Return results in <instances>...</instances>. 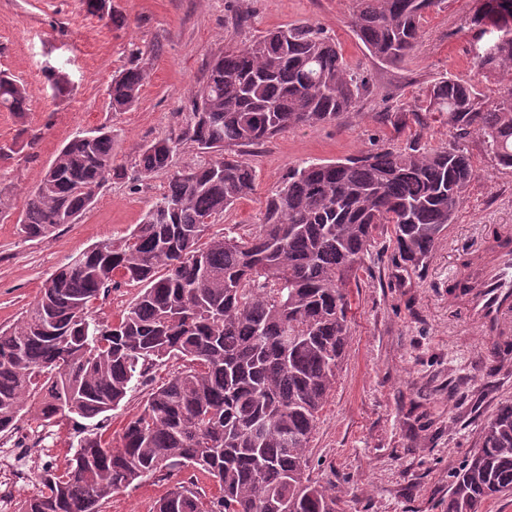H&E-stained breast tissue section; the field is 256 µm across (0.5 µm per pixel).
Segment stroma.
Masks as SVG:
<instances>
[{
  "instance_id": "stroma-1",
  "label": "stroma",
  "mask_w": 512,
  "mask_h": 512,
  "mask_svg": "<svg viewBox=\"0 0 512 512\" xmlns=\"http://www.w3.org/2000/svg\"><path fill=\"white\" fill-rule=\"evenodd\" d=\"M480 4L438 0L416 51L388 64L351 31V0H112L114 26L88 14L83 0H0V71L29 93L24 118L0 111V146L10 148L0 156L9 204L0 220V328L24 315L71 256L141 222L167 179L137 176V148L176 128L212 58L291 24L321 28L368 79L369 95L335 123L248 148L255 189L214 229L259 223L267 196L299 164L462 143L476 177L427 258L416 268L404 264L392 225L383 224L352 273L350 338L310 442V476L336 495L341 512H446L454 473L489 418L512 401V334L478 335L452 292L493 234L512 236V168L497 165L478 138L456 139L445 115L425 109L434 79L469 71L483 44L469 23ZM136 49L149 78L133 108L112 112V78L136 61ZM103 125L112 129L121 176L105 181L77 223L24 240L16 220L25 192L76 133ZM169 488L166 480L144 481L113 494L103 512H154Z\"/></svg>"
}]
</instances>
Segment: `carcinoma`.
I'll use <instances>...</instances> for the list:
<instances>
[{"mask_svg":"<svg viewBox=\"0 0 512 512\" xmlns=\"http://www.w3.org/2000/svg\"><path fill=\"white\" fill-rule=\"evenodd\" d=\"M102 2L85 0L87 12L114 22ZM353 2V33L390 64L416 50L436 4ZM470 25L490 35L489 50L475 55L468 77L431 84L429 111L512 168V0H483ZM490 77L498 81L491 102L483 90ZM146 79L137 64L115 76L112 111L131 109ZM368 93L332 39L290 25L224 51L191 92L179 132L140 144V176H167V190L125 237L105 238L55 270L0 333V438L31 412L40 426L68 423L78 437L65 470L45 469L20 512H102L121 489L189 469L219 488L210 512H336V496L307 471L315 421L348 345L347 281L380 224L393 225L405 262L428 256L476 177L470 157L457 144L306 162L267 196L257 227L211 228L255 184L237 149L331 123ZM27 102L24 85L0 74V110L21 118ZM186 145L204 159L170 172ZM111 170L112 129L74 136L26 193L19 233L33 241L75 222ZM122 281L140 291L120 318L90 316V304ZM170 359L182 364L151 390L119 444L96 433L93 421ZM506 494L512 402L455 473L448 512H480ZM155 512H201L194 482H176Z\"/></svg>","mask_w":512,"mask_h":512,"instance_id":"carcinoma-1","label":"carcinoma"}]
</instances>
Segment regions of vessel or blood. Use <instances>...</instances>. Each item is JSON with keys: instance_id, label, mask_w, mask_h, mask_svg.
<instances>
[{"instance_id": "vessel-or-blood-1", "label": "vessel or blood", "mask_w": 512, "mask_h": 512, "mask_svg": "<svg viewBox=\"0 0 512 512\" xmlns=\"http://www.w3.org/2000/svg\"><path fill=\"white\" fill-rule=\"evenodd\" d=\"M464 285L469 323L483 335L501 334L512 321V247L499 245L480 253Z\"/></svg>"}]
</instances>
